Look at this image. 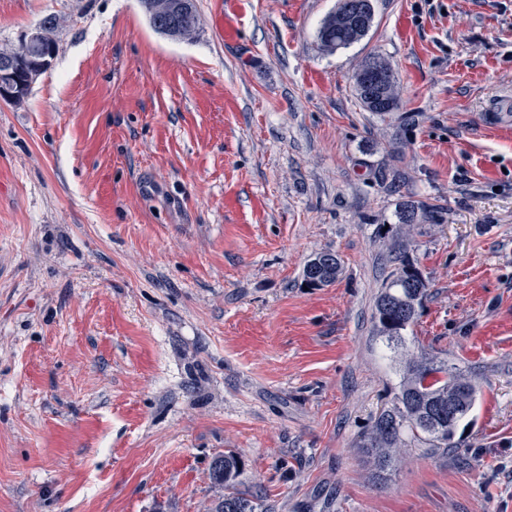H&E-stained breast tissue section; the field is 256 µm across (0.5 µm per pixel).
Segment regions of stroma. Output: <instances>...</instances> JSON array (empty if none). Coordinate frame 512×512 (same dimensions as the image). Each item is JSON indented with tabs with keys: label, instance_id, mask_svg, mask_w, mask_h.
Returning a JSON list of instances; mask_svg holds the SVG:
<instances>
[{
	"label": "stroma",
	"instance_id": "obj_1",
	"mask_svg": "<svg viewBox=\"0 0 512 512\" xmlns=\"http://www.w3.org/2000/svg\"><path fill=\"white\" fill-rule=\"evenodd\" d=\"M195 4L173 41L139 0H0V47L58 22L0 101V512H213L229 454L262 512H512V0H373L332 53L338 0ZM407 200L436 213L406 345L482 392L463 447L378 484L356 444L399 382L373 312ZM324 250L342 273L306 288ZM373 11H374V7L372 10V6L371 7L369 6V12H368L367 18H368L370 24H369L367 30L364 32V34L358 39L351 38L350 35L347 33V30L345 27H341V26L327 27L325 25H322L318 32L319 41L321 42L323 39H327L330 42H332L334 45L333 46L327 42H322L321 46L323 47V49L326 51H329V52L332 51L333 49H335V51H336L341 48L349 47V46L359 42L360 40H362V38L367 35V32L370 30V28L372 26ZM45 35L44 28L38 25L27 31L21 38L20 44L31 49L23 57H17L14 52L0 60V100L11 101L14 104L24 103L38 79L52 66L53 52H40ZM385 78L389 84H393L395 92L390 98H388L387 101H383L380 99L379 94L376 92L377 88H375L374 91H372V95L378 101L376 105L370 103L365 97L367 94L364 88H359V86L355 83L356 91L361 102L370 112H379L380 114H383L384 112H394L399 107V92L394 79V75L392 81L389 79L388 75H385ZM238 470L237 460L233 456H224L214 461L211 477L214 483L231 490L234 488V481L239 474Z\"/></svg>",
	"mask_w": 512,
	"mask_h": 512
}]
</instances>
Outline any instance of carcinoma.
<instances>
[{
	"instance_id": "cac0c4a2",
	"label": "carcinoma",
	"mask_w": 512,
	"mask_h": 512,
	"mask_svg": "<svg viewBox=\"0 0 512 512\" xmlns=\"http://www.w3.org/2000/svg\"><path fill=\"white\" fill-rule=\"evenodd\" d=\"M318 39H327L334 49L347 48L357 40L341 26H321ZM363 105L371 112H393L399 107V92L383 101L377 92L372 95L377 104L366 98L362 88H356ZM434 210L421 202L407 201L397 211V222L411 227L433 218ZM395 267L376 297L373 319L380 337L391 349L404 347L406 333L415 324L423 301L428 296L429 283L408 255L405 244L394 245ZM320 260L317 274L310 266L304 268V280L312 288H321L335 282L341 271L338 256L325 250L317 253ZM480 397V378L460 369H450L427 351L406 350L401 355L400 380L390 406L373 421L370 429L357 444L372 466V477L382 480L416 444L435 450L457 448L461 440L458 431L466 430L469 415ZM238 476V462L232 456L214 461L211 477L214 483L229 489L218 502L215 512H255L251 501L233 491Z\"/></svg>"
}]
</instances>
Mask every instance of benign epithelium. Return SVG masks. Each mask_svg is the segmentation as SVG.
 <instances>
[{
  "label": "benign epithelium",
  "mask_w": 512,
  "mask_h": 512,
  "mask_svg": "<svg viewBox=\"0 0 512 512\" xmlns=\"http://www.w3.org/2000/svg\"><path fill=\"white\" fill-rule=\"evenodd\" d=\"M147 8L148 17L160 34L175 40H188L193 36L197 24H184L175 20L176 13L191 10V0H148ZM366 10V0L344 2V13L351 17L348 30L356 38L363 32L361 26L356 23V18ZM44 35V28L39 25L30 29L22 36L20 44L30 48L31 52L23 57L11 53L0 59L1 101L6 100L14 104L25 102L34 84L51 68L53 53L38 51ZM386 68V62L378 59L369 67H358L353 79L366 86L374 78L381 79Z\"/></svg>",
  "instance_id": "1"
}]
</instances>
